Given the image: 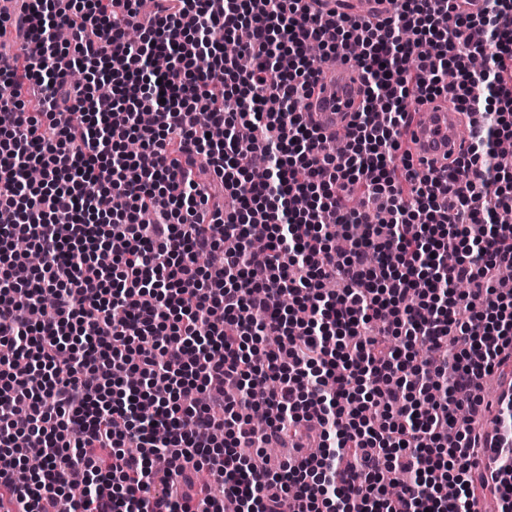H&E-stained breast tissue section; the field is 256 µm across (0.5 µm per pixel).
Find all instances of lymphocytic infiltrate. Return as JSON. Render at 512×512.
<instances>
[{
  "instance_id": "f902f5d3",
  "label": "lymphocytic infiltrate",
  "mask_w": 512,
  "mask_h": 512,
  "mask_svg": "<svg viewBox=\"0 0 512 512\" xmlns=\"http://www.w3.org/2000/svg\"><path fill=\"white\" fill-rule=\"evenodd\" d=\"M152 3L0 14L28 50L0 67V512H223L193 500L203 470L241 512H476L487 487L512 512V381L480 422L512 363V225L493 221L512 207V0H400L374 25L307 0ZM244 27L232 54L211 37ZM313 43L361 48L336 155L305 118ZM438 97L480 114L467 151L394 167L405 101ZM45 295L46 318H18ZM290 438L278 466L242 454ZM512 372V366L510 364H507L503 367H501L499 370H496L495 373L490 377V380L488 384L485 386L483 390V395L485 397L486 401H489L492 403V407L490 412H487L485 415L486 417H494L496 415V399L499 394L498 385L501 381L509 380L511 377ZM497 392L496 397L494 398V393Z\"/></svg>"
}]
</instances>
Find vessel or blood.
<instances>
[{
    "mask_svg": "<svg viewBox=\"0 0 512 512\" xmlns=\"http://www.w3.org/2000/svg\"><path fill=\"white\" fill-rule=\"evenodd\" d=\"M363 98L360 75L350 63L334 60L318 78L309 100V117L319 133L345 134ZM427 114L424 122L414 123L409 132L414 161L436 166L446 164L468 145L465 130L479 121L478 113L456 111L444 99L417 103Z\"/></svg>",
    "mask_w": 512,
    "mask_h": 512,
    "instance_id": "b4317fda",
    "label": "vessel or blood"
}]
</instances>
